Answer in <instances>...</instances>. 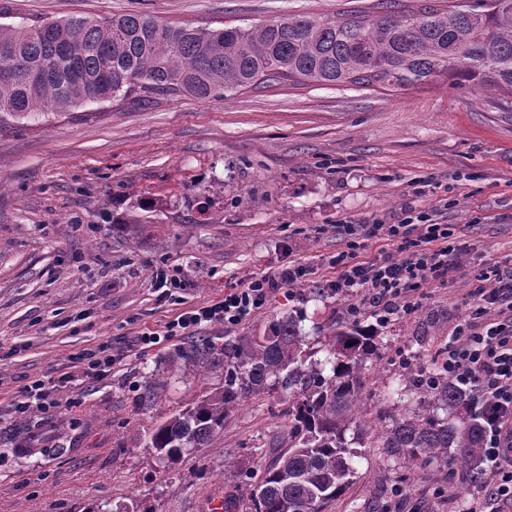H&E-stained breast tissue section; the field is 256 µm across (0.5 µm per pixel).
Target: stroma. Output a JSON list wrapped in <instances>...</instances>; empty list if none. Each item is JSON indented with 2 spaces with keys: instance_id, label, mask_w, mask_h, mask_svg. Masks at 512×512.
Listing matches in <instances>:
<instances>
[{
  "instance_id": "stroma-1",
  "label": "stroma",
  "mask_w": 512,
  "mask_h": 512,
  "mask_svg": "<svg viewBox=\"0 0 512 512\" xmlns=\"http://www.w3.org/2000/svg\"><path fill=\"white\" fill-rule=\"evenodd\" d=\"M377 0H0L13 23L109 18L135 9L194 27L251 25L291 12L339 16ZM456 227L464 253L424 283L417 311L378 328L367 365L372 410L405 363H441L476 276L512 267V97L435 81L369 91L275 83L224 99L189 95L89 103L77 117L0 130V512H212L250 492L287 450L285 402L250 400L223 433L175 465L146 445L160 421L224 381L223 365L183 375L181 354L262 331L302 311L308 336L348 317L326 283L348 224H396L406 211ZM144 224L139 240L111 217ZM304 283L273 289L265 310L145 345L144 332L288 263ZM179 268V301L159 300L151 269ZM108 345L111 375L82 382L76 354ZM73 375L60 408L22 418L11 403L30 381ZM159 398L143 401L148 382ZM326 512H512L494 484L461 493L445 467L410 468L368 449Z\"/></svg>"
}]
</instances>
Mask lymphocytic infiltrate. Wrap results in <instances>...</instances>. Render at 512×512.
<instances>
[{"instance_id": "f902f5d3", "label": "lymphocytic infiltrate", "mask_w": 512, "mask_h": 512, "mask_svg": "<svg viewBox=\"0 0 512 512\" xmlns=\"http://www.w3.org/2000/svg\"><path fill=\"white\" fill-rule=\"evenodd\" d=\"M448 225L432 215L406 214L397 224L367 225L363 236L346 239L330 260L336 277L328 287L336 295L359 298L373 309L377 322L387 323L398 311L417 309V288L447 275L456 249ZM383 238L396 244L394 254L379 262H363L359 254L366 241ZM311 270L297 264L282 269L277 278H253L225 293L223 299L181 312L150 331L142 344L159 337L182 336L212 324L238 325L262 310L276 283L293 285L308 280ZM469 307L447 351L448 379L474 387L481 400L486 427L483 459L494 477L496 498L512 503V272L480 274ZM55 380L35 379L23 386L12 406L16 414L49 412L59 402Z\"/></svg>"}]
</instances>
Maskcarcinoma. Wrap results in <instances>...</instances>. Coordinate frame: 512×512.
<instances>
[{
  "mask_svg": "<svg viewBox=\"0 0 512 512\" xmlns=\"http://www.w3.org/2000/svg\"><path fill=\"white\" fill-rule=\"evenodd\" d=\"M341 18L288 14L252 26H173L137 10L99 20L0 25V129L5 118L67 112L85 102L143 94L228 97L272 81L368 90L409 88L440 78L512 96V0H430ZM302 313L272 317L261 334L235 336L183 355L185 373L224 360V385L152 430L151 447L171 464L204 447L250 400L286 394L291 445L250 493L251 512H324L355 476L359 448H386L396 462L446 466L481 484L485 432L469 388L441 367L411 365L388 389L393 403L368 409L366 363L381 337L338 324L316 348ZM324 358H317L318 353ZM352 437H347V433Z\"/></svg>",
  "mask_w": 512,
  "mask_h": 512,
  "instance_id": "carcinoma-1",
  "label": "carcinoma"
}]
</instances>
